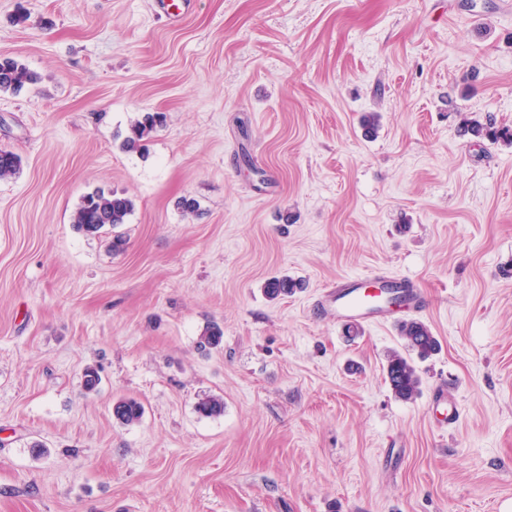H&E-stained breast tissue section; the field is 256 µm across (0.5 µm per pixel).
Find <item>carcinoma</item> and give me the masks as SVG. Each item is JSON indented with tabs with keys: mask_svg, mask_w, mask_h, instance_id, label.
I'll return each instance as SVG.
<instances>
[{
	"mask_svg": "<svg viewBox=\"0 0 512 512\" xmlns=\"http://www.w3.org/2000/svg\"><path fill=\"white\" fill-rule=\"evenodd\" d=\"M36 82V75L25 65L11 57L0 56V91L16 93ZM165 116L159 112L146 113L131 127L124 141L129 150H140L158 128L162 127ZM465 131L491 143L509 141L512 143V130L499 128L492 120L481 123L469 120ZM20 157L7 150H0V179L9 178L20 169ZM132 199L117 193L105 194L99 190L81 198L73 216V224L86 235L95 236L106 227H116L125 223L132 213ZM296 284L287 278H273L265 285V293L277 299L293 292ZM404 341L405 352L393 351L387 356L385 379L394 395L404 401L411 400L420 391V377L410 354L428 358L438 351L439 345L428 326L415 319L404 320L398 326ZM222 330L213 325L205 329L199 341V348H213L222 341ZM197 411L204 416H216L224 411V401L218 397L206 396L197 403ZM143 405L135 399H120L113 404L112 415L120 423L130 425L141 420Z\"/></svg>",
	"mask_w": 512,
	"mask_h": 512,
	"instance_id": "1",
	"label": "carcinoma"
}]
</instances>
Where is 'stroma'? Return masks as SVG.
I'll use <instances>...</instances> for the list:
<instances>
[{
  "label": "stroma",
  "instance_id": "1",
  "mask_svg": "<svg viewBox=\"0 0 512 512\" xmlns=\"http://www.w3.org/2000/svg\"><path fill=\"white\" fill-rule=\"evenodd\" d=\"M1 55L37 81L0 92V512H512V145L462 128L512 129V0H0ZM98 189L123 252L72 222ZM374 273L430 299L410 401L404 313L321 304ZM165 116L162 113H146L131 127L129 135L124 141V147L129 150L143 149L145 142L158 128L162 127ZM465 131L474 137L483 138L491 143L498 141H509L512 143V130L509 128L496 127L492 120H486V123H481L477 120H468L465 126ZM359 276H352L336 283V290L326 296L328 306L336 315V322L343 331L353 334L366 326L386 322L389 310L378 298L381 292L371 294ZM399 334L406 353L393 351L387 356L385 379L394 395L404 401L411 400L420 391V377L410 357L428 358L438 351L439 345L431 330L422 321L410 319L400 322ZM143 414V405L135 399H120L112 407L113 417L124 425L140 421Z\"/></svg>",
  "mask_w": 512,
  "mask_h": 512
}]
</instances>
